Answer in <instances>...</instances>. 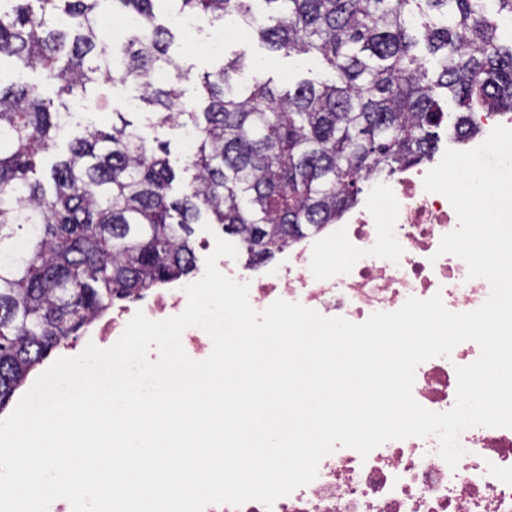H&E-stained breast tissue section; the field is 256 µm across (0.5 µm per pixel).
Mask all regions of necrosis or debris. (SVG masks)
<instances>
[{
    "label": "necrosis or debris",
    "instance_id": "1",
    "mask_svg": "<svg viewBox=\"0 0 512 512\" xmlns=\"http://www.w3.org/2000/svg\"><path fill=\"white\" fill-rule=\"evenodd\" d=\"M438 163L433 157L426 168L405 170L386 188L369 183L365 205L317 236L290 243L275 265L227 263L223 274L248 284L249 302L259 312L281 299L361 323L373 313L397 311L408 298L436 294L452 312L477 309L490 293L488 282L469 278L461 258L438 252L442 237L459 224L448 199L424 188L427 168ZM186 305L182 284L155 287L140 307L113 310L97 334L103 342L116 339L135 312L161 321ZM479 354L477 343L465 341L450 357L421 363L412 388L416 402L434 412L453 408L456 369ZM459 444L464 454L453 469L433 436L390 440L365 458L341 447L321 460L311 483L273 505L211 504L205 512H512V428L470 427Z\"/></svg>",
    "mask_w": 512,
    "mask_h": 512
}]
</instances>
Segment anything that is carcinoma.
<instances>
[{"instance_id":"carcinoma-1","label":"carcinoma","mask_w":512,"mask_h":512,"mask_svg":"<svg viewBox=\"0 0 512 512\" xmlns=\"http://www.w3.org/2000/svg\"><path fill=\"white\" fill-rule=\"evenodd\" d=\"M109 15L133 22L118 46ZM0 0V61L40 71L56 87L0 76V408L69 337L117 300L197 268L194 224H219L249 263L268 262L358 203L359 183L418 166L452 121L459 140L479 112H512V0ZM167 11L257 30L274 52L312 55L331 82L281 91L241 76L235 57L197 77L169 53ZM166 68L164 84L152 80ZM133 83L151 125L196 132L176 172L164 144L146 140L123 112L86 128L49 177L67 100L89 102L101 78Z\"/></svg>"}]
</instances>
